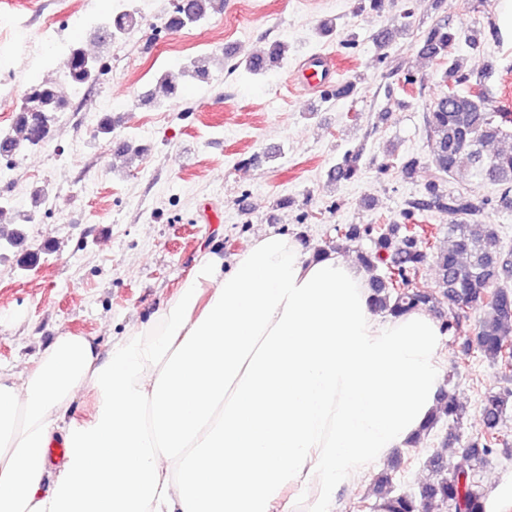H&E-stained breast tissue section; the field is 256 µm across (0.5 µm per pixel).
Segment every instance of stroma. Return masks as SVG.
Returning a JSON list of instances; mask_svg holds the SVG:
<instances>
[{"label": "stroma", "instance_id": "obj_1", "mask_svg": "<svg viewBox=\"0 0 512 512\" xmlns=\"http://www.w3.org/2000/svg\"><path fill=\"white\" fill-rule=\"evenodd\" d=\"M403 5L386 0L375 13L360 10L359 0H227L223 12L173 31L165 25L171 0H137L142 22L105 54L92 31L100 17L114 14V0H0V13L23 23L0 67V103L19 100L26 86L48 76L57 87L69 86L62 61L44 52L39 38L45 25L63 24L70 13L86 21L67 29L68 44L105 68L69 111L54 113L47 142L25 149L20 173L0 178V195L11 200L0 225L10 230L16 212L31 215L21 244L0 241V371L35 368L62 332L108 346L162 309L200 254L232 265L249 239L269 229L295 237L305 250L336 247L355 258L352 247L338 243L337 226L391 223L432 173L423 114L443 89V68L418 55L414 33L396 36L386 50L374 40L398 25ZM498 6L499 0H415L413 22L445 19L475 36L478 49L462 42L455 54L467 69L492 64L488 92L512 112V40L498 30ZM326 19L335 21V31L318 36ZM276 41L287 42L288 58L264 78L226 74L225 55L243 60ZM315 54L330 57L331 78L358 81L357 100L327 102L299 92V70ZM204 55L211 59L208 81L187 80L166 108L149 103L163 71ZM408 74L414 84H405ZM104 101L124 117L110 139L95 134ZM352 112L359 121L349 120ZM117 139L145 151L138 158L115 154ZM357 146L364 149L360 175L331 179L337 161ZM410 156L421 166L408 179L400 162ZM38 187L48 195L36 207L31 193ZM26 251L38 254L36 266L18 265ZM473 339L470 331L446 337L444 387L465 408L460 426H439L421 453L394 451L356 488L337 495L336 512L373 506L383 475L396 492L418 491L434 478L428 453L455 463L460 448L480 439L481 397L512 384ZM500 435L506 453L493 456L476 479L490 512H512V406Z\"/></svg>", "mask_w": 512, "mask_h": 512}]
</instances>
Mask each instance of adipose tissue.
I'll use <instances>...</instances> for the list:
<instances>
[{
	"instance_id": "obj_1",
	"label": "adipose tissue",
	"mask_w": 512,
	"mask_h": 512,
	"mask_svg": "<svg viewBox=\"0 0 512 512\" xmlns=\"http://www.w3.org/2000/svg\"><path fill=\"white\" fill-rule=\"evenodd\" d=\"M444 333L376 312L365 269L269 230L200 257L152 320L59 335L0 374V512H336L437 411ZM91 388L94 413L71 415Z\"/></svg>"
}]
</instances>
